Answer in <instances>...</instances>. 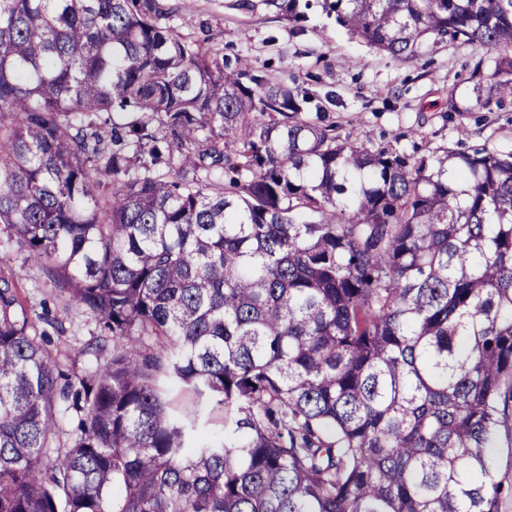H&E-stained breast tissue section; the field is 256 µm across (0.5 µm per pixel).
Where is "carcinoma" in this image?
<instances>
[{
    "label": "carcinoma",
    "instance_id": "cac0c4a2",
    "mask_svg": "<svg viewBox=\"0 0 512 512\" xmlns=\"http://www.w3.org/2000/svg\"><path fill=\"white\" fill-rule=\"evenodd\" d=\"M296 25L309 4L262 0ZM401 60L512 0H323ZM172 0H0V232L112 341L61 380L0 289V512H499L512 153L406 157L183 34ZM224 407V438L159 378ZM77 425L60 442L61 412Z\"/></svg>",
    "mask_w": 512,
    "mask_h": 512
}]
</instances>
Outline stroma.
<instances>
[{
  "label": "stroma",
  "mask_w": 512,
  "mask_h": 512,
  "mask_svg": "<svg viewBox=\"0 0 512 512\" xmlns=\"http://www.w3.org/2000/svg\"><path fill=\"white\" fill-rule=\"evenodd\" d=\"M252 9L239 0H176L189 20L192 38L223 45L225 54L247 57L254 67L279 81L296 77L311 93L310 110L321 109L337 124L340 136L363 129L369 145L389 146L408 156L489 148L512 151V100L496 111L475 105L468 65L493 59L487 47L450 39L429 46L415 60H398L365 41L350 38L313 0L302 27L267 10L261 0ZM463 109H448L449 93ZM467 137H460V130ZM13 280L30 317L50 306L62 328L51 348L60 369L70 375L95 371L110 356L96 350L100 328L82 308L67 303L40 265L24 261L0 236V278ZM174 413L221 436L224 411L208 398L170 390Z\"/></svg>",
  "instance_id": "35a3bbf8"
}]
</instances>
